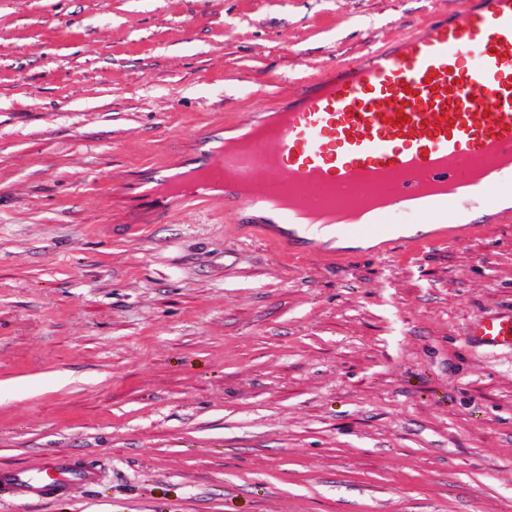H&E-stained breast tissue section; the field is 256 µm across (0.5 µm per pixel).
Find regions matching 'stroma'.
Returning a JSON list of instances; mask_svg holds the SVG:
<instances>
[{
    "label": "stroma",
    "instance_id": "35a3bbf8",
    "mask_svg": "<svg viewBox=\"0 0 512 512\" xmlns=\"http://www.w3.org/2000/svg\"><path fill=\"white\" fill-rule=\"evenodd\" d=\"M462 0H0V512H512V223L335 261L142 211L217 120ZM470 331L485 343L512 346V310L506 314L480 316L472 322ZM51 474H58L61 478L52 479ZM67 474H76L79 482L84 484H93L98 480L93 469L77 468L66 458L43 454L30 468L1 472L0 485L2 491L16 496L46 498L57 495L66 488Z\"/></svg>",
    "mask_w": 512,
    "mask_h": 512
}]
</instances>
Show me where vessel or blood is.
Here are the masks:
<instances>
[{
	"label": "vessel or blood",
	"instance_id": "1",
	"mask_svg": "<svg viewBox=\"0 0 512 512\" xmlns=\"http://www.w3.org/2000/svg\"><path fill=\"white\" fill-rule=\"evenodd\" d=\"M279 124L254 140L255 123L239 119L243 147L224 148V129L203 132L189 172L221 183V192L191 197L275 228L273 243L290 250L307 238L302 212L358 210L367 218L333 230L386 238L390 218L453 224L470 210L473 230L512 217V0H463L422 30L392 37L320 72L278 110ZM260 184L243 199L235 179ZM181 174L159 168L137 183L143 204L166 213L168 187ZM472 335L512 346V311L476 318ZM97 482L96 471L45 454L31 467L0 473V490L16 496L59 494L66 477Z\"/></svg>",
	"mask_w": 512,
	"mask_h": 512
}]
</instances>
